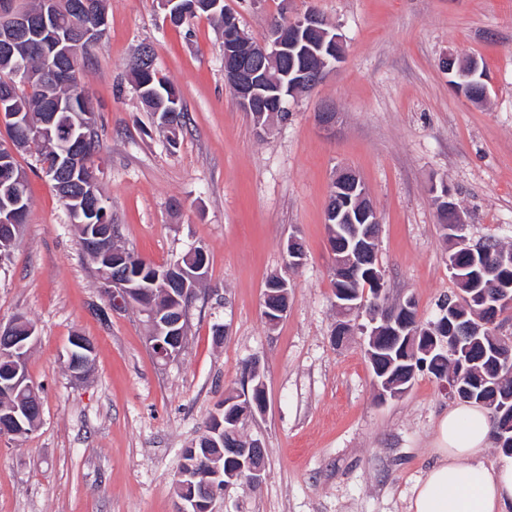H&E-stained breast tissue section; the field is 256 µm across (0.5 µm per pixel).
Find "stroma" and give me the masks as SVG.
Listing matches in <instances>:
<instances>
[{
  "mask_svg": "<svg viewBox=\"0 0 512 512\" xmlns=\"http://www.w3.org/2000/svg\"><path fill=\"white\" fill-rule=\"evenodd\" d=\"M253 40L282 13L316 9L345 39L344 59L299 94L287 118L257 130L224 82V31L200 17L168 27L159 0H108L104 35L81 63L100 139L104 203L119 243L156 266L201 247L206 280L184 348L157 360L136 307L112 309L53 182L30 153L27 222L0 265V325L31 320L26 373L38 427L0 437V512H176L182 451L256 364L267 408L245 438L266 450L259 484L230 486L218 512H410L438 457L437 426L455 399L419 374L380 399L362 335L336 346L326 206L335 171L364 182L381 218L378 264L390 300L433 319L457 285L434 193L448 190L471 244L512 248V0H224ZM153 46L178 87L186 127L169 136L141 102L128 63ZM484 65L486 97L455 94L448 55ZM335 106L336 126L318 114ZM288 312L262 317L267 279L289 236ZM227 326L216 337L215 325ZM90 340L83 378L66 368L71 337Z\"/></svg>",
  "mask_w": 512,
  "mask_h": 512,
  "instance_id": "obj_1",
  "label": "stroma"
}]
</instances>
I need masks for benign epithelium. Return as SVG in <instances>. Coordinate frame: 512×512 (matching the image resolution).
Listing matches in <instances>:
<instances>
[{
	"label": "benign epithelium",
	"instance_id": "obj_1",
	"mask_svg": "<svg viewBox=\"0 0 512 512\" xmlns=\"http://www.w3.org/2000/svg\"><path fill=\"white\" fill-rule=\"evenodd\" d=\"M0 14L8 15L10 20L9 30L0 36V53L10 56L13 53V45L18 38L25 36L33 28L31 17L23 10L14 7V0H0ZM43 31L49 34L53 42L56 55L59 57L73 58L79 46L84 42H94L101 35L100 27L88 28L77 23L71 24L65 29L55 25H44ZM315 33L320 36L317 43H310L305 35ZM247 41V34L240 27L238 19L232 15H226L224 24V82L233 90L238 105L245 112H263L272 115L277 112L287 111L288 97L295 94L297 89H312L320 84L326 74L341 63L344 58V42L338 29L329 25L326 20L315 10H309L299 16H287L285 21H277L271 25L268 36L261 42L249 43L250 50L246 53L239 51V44ZM300 58V67L285 69L284 76L290 82L283 83L270 75L269 63L294 61ZM443 67L449 73L457 76L462 74H475L478 71L476 59L469 62H459L452 56H447L442 61ZM14 84L10 83L0 88V126H10L23 132L26 138L51 140L57 139L62 148V169L64 172L76 175L82 174L88 168L86 157L81 154L69 153L66 145L83 129L93 125L94 114L86 112L72 122L71 127H65L60 131L52 132L55 120H50L42 128L31 126L28 121L22 119L21 113L11 111L8 103L12 96ZM0 182L13 188V208L0 215V223L3 231L12 238L19 235L21 224L20 216L27 209L26 195L23 189V180L16 176L14 168L10 165L0 166ZM63 200L73 203L69 207L72 218H80L82 214L97 212L102 206V199L94 196L71 195L66 192L67 185L59 183ZM332 189L339 201L345 207L326 214L327 219H334L341 224L349 220L350 225L343 228V232L336 233V238L330 240V251L334 257L335 270L340 279L352 273H364L365 277L376 280L381 288H386L384 277L378 267L370 264V256L376 254L378 247V226L380 220L378 214L368 198L367 191L359 176L345 170L339 173L332 181ZM440 210L452 214L451 232L457 234L455 241L463 246L467 243L466 222L456 211L455 205L448 200V194H443L440 199ZM285 266L295 269L302 265L304 259L303 249L299 239L291 235L283 249ZM190 256L200 260L194 267V273H189L178 260L165 269L162 278L173 280L183 285V294H188L191 289L189 283L200 279L199 273L204 270L205 252L196 248ZM109 269L101 270L102 283L111 289L112 307L122 308L133 305L147 317L151 326V336L148 337V347L155 358L168 362L175 359L182 351L187 333V315L180 313L170 317L162 324H157L159 316L155 311L139 305L138 300L142 290L135 286L134 277L125 270L126 256L120 251L112 252V257L107 259ZM288 280L282 276H274L268 280L263 297V317L269 325L275 326L286 316L288 312ZM342 301L338 306L345 312L359 309L367 311L365 317L370 325L378 326L375 333L388 332L396 336H407L413 344L420 345L419 352L430 356L436 348V343L428 341L418 342V337H426L431 332L422 329L419 324L412 323L408 319L414 307V301L408 298L399 302L390 310H383L381 303L367 302V298L356 301V294L350 290L339 293ZM469 307L454 308L441 311L448 316L442 320L455 322L451 327L448 339V351L459 354L461 340L464 336H475L482 329L480 319H467ZM16 322H11L6 327H0V334L5 340L0 342V353L14 361L13 381L10 387L31 389L33 384L29 381L23 369L26 349L36 335V328L28 326L26 335L15 334ZM93 352L92 346L81 336H74L70 340L67 349L66 365L69 372L75 378H80L86 372ZM257 368L250 367L247 378L256 381ZM380 397L398 398L404 394L408 387L405 381H389V378H374ZM264 386L262 382L256 384L250 391L231 398L225 405L241 402L246 407L245 413L233 416L229 413L214 417L207 437L213 443L224 441V434L239 430L240 423H248L249 419L261 414L266 409L264 401ZM263 450L261 443L252 440L245 445L242 456L234 458L240 466L234 470L224 469V454L210 456V461L202 470L193 468L181 469L176 484V492L181 502L178 512H216L215 503L220 490L227 487L235 480L245 479L252 484L262 480Z\"/></svg>",
	"mask_w": 512,
	"mask_h": 512
}]
</instances>
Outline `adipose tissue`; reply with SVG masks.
Segmentation results:
<instances>
[{"mask_svg": "<svg viewBox=\"0 0 512 512\" xmlns=\"http://www.w3.org/2000/svg\"><path fill=\"white\" fill-rule=\"evenodd\" d=\"M491 433L479 405L449 409L438 426L439 461L417 486L412 512H512V460L493 472L480 460Z\"/></svg>", "mask_w": 512, "mask_h": 512, "instance_id": "1", "label": "adipose tissue"}]
</instances>
